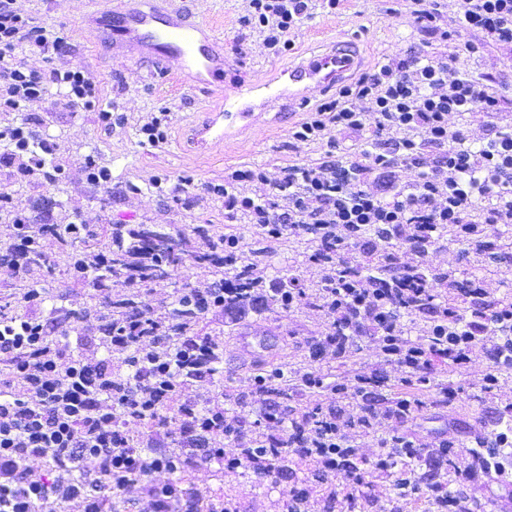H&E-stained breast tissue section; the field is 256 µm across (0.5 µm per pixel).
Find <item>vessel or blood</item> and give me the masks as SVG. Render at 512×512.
I'll return each mask as SVG.
<instances>
[{"label":"vessel or blood","instance_id":"b4317fda","mask_svg":"<svg viewBox=\"0 0 512 512\" xmlns=\"http://www.w3.org/2000/svg\"><path fill=\"white\" fill-rule=\"evenodd\" d=\"M110 36L139 49L142 61L164 62L179 71H194L200 84H209L221 71V62L214 53L211 26L190 21L187 15L177 11L156 6L133 11L130 22L111 30ZM357 62L355 46L339 41L329 50L283 71L280 83L258 80L225 94L223 110L209 113L206 121L192 128L187 143L200 153L214 145L229 143L259 120L261 109L275 106L285 98L304 99L312 84L332 86L342 81Z\"/></svg>","mask_w":512,"mask_h":512}]
</instances>
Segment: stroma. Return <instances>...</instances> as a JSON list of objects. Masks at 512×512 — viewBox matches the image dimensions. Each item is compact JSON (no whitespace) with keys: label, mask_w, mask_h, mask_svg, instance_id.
<instances>
[{"label":"stroma","mask_w":512,"mask_h":512,"mask_svg":"<svg viewBox=\"0 0 512 512\" xmlns=\"http://www.w3.org/2000/svg\"><path fill=\"white\" fill-rule=\"evenodd\" d=\"M134 0H17L20 12L38 24L64 31L71 42L66 53L44 58L29 54V68L49 67L65 71L82 66L101 83L104 103L118 105L127 121L120 126L101 124L93 112H63L54 99L33 102L28 118L38 120L42 130L57 139L58 156L67 167L66 178L35 183L14 182L11 173L0 170V186L10 187L15 198L30 206L42 199L61 202L68 214L78 215L90 224L98 238H105L114 224H214L233 228L234 232L251 235L246 224L228 225L224 201L206 197L194 190H183L184 177L196 183L223 182L232 170L246 166L265 167L268 177H276L281 167L306 163L319 158L323 151L316 141L300 142L290 138V124L275 121L266 114L252 130L232 147H215L205 153L187 150L189 130L204 120L206 113L224 103L223 88L210 89L195 82L192 74L177 75L174 70L159 66L144 68L131 52L101 38L98 21L113 25L127 22ZM443 23L450 32L445 41L433 42L439 55L457 66L488 75L500 95L498 118L512 123V46L486 44L480 53L469 55L463 37L457 36L463 10L460 0H439ZM247 0H172L175 10H188L200 20H209L215 28V50L224 62L221 77L225 86L245 84L261 75H273L297 65L303 58L325 50L337 36L345 34L361 43L358 73L374 68L384 58L409 47L428 42L401 0H344L341 10L332 15L320 14L291 30L294 44L287 55L272 54L262 36L242 26ZM168 109L172 120L167 141L161 148L141 146L137 130L148 113ZM93 155L98 164L112 172L111 190H96L87 183L81 168L86 155ZM137 192H130V185ZM493 241L502 260L485 262L481 255L462 251L453 233H444L437 246L431 247L421 259L423 268L433 270L452 267L458 280L479 278L491 299L512 303V234L494 235ZM266 257L272 268L288 267L302 274L307 287H316L323 271L310 262L314 244L308 238L291 235L280 240L264 241ZM214 280L213 267L207 263L188 264L170 272L167 280L158 282L149 303L168 300L183 284L203 289ZM327 318L314 306L304 305L292 312L281 309L253 314L231 324L222 315L208 314L201 319V333L224 340L223 371L220 381L233 393L228 404L230 414L253 422L254 414L241 407V399L250 397L252 377L266 366H284L295 374L308 366V337L320 334ZM260 331L271 338V349L255 356L241 349L240 336ZM432 365L440 382L456 391L452 403L440 402L435 391H421L423 407L407 426L384 419L370 433L357 434L363 451V467L373 474V487L364 497L349 502L350 512H378L380 506L396 494L392 477L373 473L374 461L383 439L407 431L424 447L436 446L443 439L459 442L455 456L458 468L471 467L467 449L469 441L493 428L497 415L512 404V368L495 369L489 347L472 350L465 371L456 372L440 359ZM321 368L329 380L352 384L356 375L377 372L388 380L386 397L399 394L400 370L380 361L373 340H364L362 349L342 360L332 358ZM497 370L498 384L493 391L482 390L483 375ZM307 465H297L268 482L254 481L241 472L198 471L192 479L205 485L226 500L235 503L239 512H288L287 491L301 484ZM467 497L474 512H512V484L494 482L475 474L468 484Z\"/></svg>","instance_id":"1"}]
</instances>
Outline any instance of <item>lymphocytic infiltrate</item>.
<instances>
[{
    "instance_id": "lymphocytic-infiltrate-1",
    "label": "lymphocytic infiltrate",
    "mask_w": 512,
    "mask_h": 512,
    "mask_svg": "<svg viewBox=\"0 0 512 512\" xmlns=\"http://www.w3.org/2000/svg\"><path fill=\"white\" fill-rule=\"evenodd\" d=\"M341 2L249 0L244 22L273 53L285 54L291 30L315 12L336 13ZM463 8L462 30L482 36L466 41L469 53H478L485 40L512 44V0H463ZM66 47L57 31L24 16L16 0H0V112L24 111L53 93L60 110L123 124L125 115L104 104L98 82L84 68L36 71L25 63L28 53ZM362 100L371 104L374 120L359 109ZM498 105L499 94L486 78L453 67L428 46L413 47L341 86L293 130L294 139L325 142L319 159L284 167L273 181L254 167L205 187L223 198L229 223L251 225L275 240L309 236L326 275L315 290L299 278L288 289L214 284L179 289L178 300L201 316L233 317L272 299L288 312L315 302L328 325L308 339L311 366L299 374L298 386L353 399V413L282 409L276 382L284 372L276 369L255 374L249 401L255 420L244 431L229 418L224 386L213 370L224 359L223 343L177 319H155L147 289L129 277L123 289L105 290L92 316L46 309L41 288L28 287L16 304L0 303V512H57L63 505L77 512H236L233 503L192 481V473L215 467L266 481L298 461L311 463L312 471L304 486L289 488L288 512H310L309 488L316 484L340 478L354 491L366 487L357 466L361 446L351 434L356 419L373 426L384 418H412L415 391L430 388L436 377L433 357L459 370L476 346L488 344L496 364L512 366V304H487L478 280L463 291L470 310L462 313L441 300L438 283L406 279L447 228L468 249L497 261L489 232L512 227V124L473 138L449 125L448 116L493 113ZM341 131L358 133L355 159L337 152ZM402 165L413 177L401 184L394 170ZM0 168L17 181H38L46 170L60 171L57 145L32 120L0 125ZM482 199L488 202L483 209ZM0 222L11 228L0 247V269L29 283L30 254L59 239L56 217L49 210L32 218L4 189ZM363 238L391 251L393 287H375L343 270L350 243ZM128 292L142 303L139 313L122 317L115 308ZM407 307L423 323L421 338L409 336L401 316ZM83 321L94 335L77 337ZM368 335L402 374L407 392L392 402H385V381L377 375L357 376L348 387L327 384L320 369L326 358H345ZM102 350L107 359L99 358ZM228 442L230 454L224 451ZM451 447L444 441L426 448L396 435L381 444L375 468L395 477L397 500L424 493L430 512H472L463 489L448 488Z\"/></svg>"
}]
</instances>
